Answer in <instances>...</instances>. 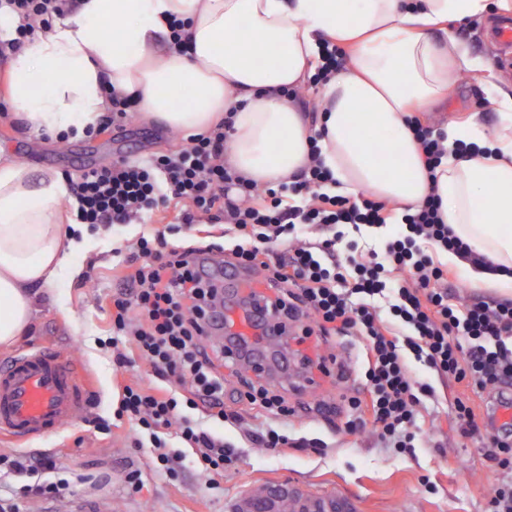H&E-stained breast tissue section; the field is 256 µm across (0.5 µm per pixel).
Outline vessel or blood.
Here are the masks:
<instances>
[{
  "label": "vessel or blood",
  "instance_id": "b4317fda",
  "mask_svg": "<svg viewBox=\"0 0 512 512\" xmlns=\"http://www.w3.org/2000/svg\"><path fill=\"white\" fill-rule=\"evenodd\" d=\"M487 38L493 45L511 48L512 17L492 25ZM200 273L224 291L225 305L216 311L214 336H246L280 345L285 335L276 312L239 295L241 289L259 287V273L227 269L206 257ZM91 394L88 371L64 351L38 345L2 357L0 439L21 444L58 432L86 410Z\"/></svg>",
  "mask_w": 512,
  "mask_h": 512
}]
</instances>
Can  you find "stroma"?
I'll list each match as a JSON object with an SVG mask.
<instances>
[{"mask_svg": "<svg viewBox=\"0 0 512 512\" xmlns=\"http://www.w3.org/2000/svg\"><path fill=\"white\" fill-rule=\"evenodd\" d=\"M499 8L470 19L454 21V37L480 63L475 71L456 75V92L447 112H423L421 122L439 128L446 118L466 121L478 115L488 127L499 117L492 108V90L512 94V73L499 66L498 54L479 38L482 27L500 16ZM5 74L0 71V146L35 172L53 170L79 175L80 153L92 151L98 163L117 155L146 159L177 150L183 137L141 117L110 126L95 138L83 137L60 142L29 135L5 111ZM178 212L177 207L159 208L150 223L129 224L98 232L97 247L88 254L73 256L71 269L55 287L42 291L35 303L32 322L16 342V349L32 344H50L80 358L97 383L95 399L86 411L55 435L21 445L0 441V454L49 452L68 468L72 482L51 504L62 506L76 497L110 498L112 512H232L245 495L265 487L285 485L314 496L351 499L357 512H485L487 501L498 483L497 473L483 456L482 439L462 438L448 407L449 393L468 399L476 414L485 415L487 401L472 389L449 386L425 368L418 377L431 384L438 399L437 410L426 419L428 435L414 454H400L382 447L376 436L362 430L350 433L342 417L327 422L309 413V405L340 402L352 393V379L323 378L318 390L297 392L281 387L280 392L295 406L291 423L303 434L323 438L327 446L318 451L293 448L275 450L251 441L247 428L262 421L260 409L238 397L240 379L249 375L247 366L237 363L224 370V403L244 419L240 429L227 428L223 434L233 443L236 454L224 467L219 486H209L196 465L193 448L181 447L180 474L170 479L155 469L152 451L134 445L133 422L116 419L124 385H154L151 367L142 361L127 368L116 367L111 350L98 340L109 327L108 306L113 293L125 285L124 272L113 256L116 247L133 243L139 236L165 229ZM92 280H85L86 269ZM46 500H29V512H42Z\"/></svg>", "mask_w": 512, "mask_h": 512, "instance_id": "obj_1", "label": "stroma"}]
</instances>
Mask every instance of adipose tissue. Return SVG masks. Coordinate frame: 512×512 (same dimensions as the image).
Here are the masks:
<instances>
[{
    "instance_id": "1",
    "label": "adipose tissue",
    "mask_w": 512,
    "mask_h": 512,
    "mask_svg": "<svg viewBox=\"0 0 512 512\" xmlns=\"http://www.w3.org/2000/svg\"><path fill=\"white\" fill-rule=\"evenodd\" d=\"M488 0H79L47 35L16 51L6 71L13 117L36 137L84 133L107 108L106 92L131 96L149 121L185 135L232 113L224 156L258 184L291 181L308 162L313 128L342 192L401 207L430 192L455 234L494 264L512 269V95L492 100L499 122L445 124L447 154L428 173L405 117L448 102L454 76L476 62L434 31L485 12ZM185 22L186 51L169 24ZM351 49L323 85L310 125L281 96L310 77L324 42ZM492 149L463 159L459 142ZM62 174L33 175L0 153V346L29 327L38 292L54 287L74 253L87 251Z\"/></svg>"
}]
</instances>
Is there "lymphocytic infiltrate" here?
Instances as JSON below:
<instances>
[{
  "mask_svg": "<svg viewBox=\"0 0 512 512\" xmlns=\"http://www.w3.org/2000/svg\"><path fill=\"white\" fill-rule=\"evenodd\" d=\"M22 23L14 38L0 44V58L33 43L50 20L66 15L72 0H0ZM221 121L207 133L187 138L179 149L140 163L120 157L69 180L78 207L76 220L94 228L135 224L168 202L181 204L176 220L225 224L223 243L200 248L172 244L164 232L140 237L120 263L129 270L127 288L112 297L110 334L104 345L124 368L146 361L155 387L124 386L120 410L138 421L154 448L156 468L178 475L167 452L165 431L174 430L196 451L210 484L224 476L233 450L212 425H233L235 411L224 406V349H207L203 340L217 289L198 277L199 253L229 265L260 270L276 292L272 306L297 319L310 317L303 336L325 342L355 336L363 344L362 396L347 399L345 428H372L378 439L401 453H412L425 432L431 385L414 374L421 365L437 376L467 383L475 393L512 386V298L463 303L448 294L444 254L488 266L489 258L464 243L440 212L437 195L415 210L396 214L370 195L356 197L327 190L331 173L319 153L291 183L260 186L224 160ZM391 226L382 249L340 259L343 227ZM319 227L317 240L305 228ZM202 410L203 419L193 418ZM487 460L501 479L487 512H512V431L489 433ZM20 485L0 512H25L32 496L53 498L70 480L54 456L1 457Z\"/></svg>",
  "mask_w": 512,
  "mask_h": 512,
  "instance_id": "f902f5d3",
  "label": "lymphocytic infiltrate"
}]
</instances>
